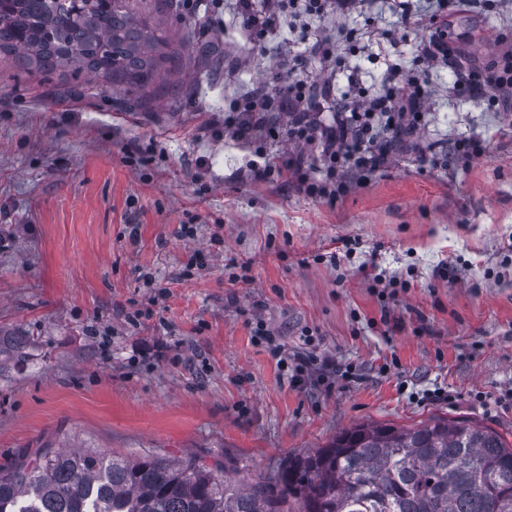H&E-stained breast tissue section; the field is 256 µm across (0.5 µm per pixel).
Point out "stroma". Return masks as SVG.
Here are the masks:
<instances>
[{
  "mask_svg": "<svg viewBox=\"0 0 512 512\" xmlns=\"http://www.w3.org/2000/svg\"><path fill=\"white\" fill-rule=\"evenodd\" d=\"M159 20L197 51L180 77L159 71L179 94L146 107L0 60V332L25 341L0 367V464L51 442L228 458L258 476L352 425L434 416L511 443L512 112L449 94L451 73L432 70L420 149L329 201L250 171L293 154L319 179L287 115L249 141L224 131L231 99L284 85L302 44L284 29L248 40L222 8ZM395 21L372 0L326 25L379 35ZM487 26L505 41H463ZM448 29L465 58L495 61L512 50V0ZM463 137L487 153L457 160ZM190 220L195 237H180ZM344 240L353 253L330 263ZM232 262L250 281H229ZM382 271L407 287L374 282ZM136 309L150 315L133 328ZM256 321L314 357L304 383L254 342Z\"/></svg>",
  "mask_w": 512,
  "mask_h": 512,
  "instance_id": "stroma-1",
  "label": "stroma"
}]
</instances>
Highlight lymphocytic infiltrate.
<instances>
[{
	"label": "lymphocytic infiltrate",
	"instance_id": "1",
	"mask_svg": "<svg viewBox=\"0 0 512 512\" xmlns=\"http://www.w3.org/2000/svg\"><path fill=\"white\" fill-rule=\"evenodd\" d=\"M233 2L235 13L246 19L251 39L287 28L304 42L305 54L320 57L327 67L321 79L297 75L272 90L252 88L236 97L233 116L224 120V129L232 137L249 140L267 127L270 113H288L289 137L315 145L325 171L321 182L307 184L310 194L331 200L343 195L347 173H375L396 142L418 132L430 97L428 68H444L452 74V93L512 112V60H506L502 69H486L464 60L448 43L449 13H467L478 0H429L425 8L413 0H390L398 18L397 32L367 38L360 45L344 29L328 34L319 30L328 16L349 14L357 0H263L259 10L254 0ZM412 33L419 36L413 66L389 65L400 36ZM361 53L374 62L386 61L378 84L365 86L353 71L347 91L337 93L338 67Z\"/></svg>",
	"mask_w": 512,
	"mask_h": 512
}]
</instances>
